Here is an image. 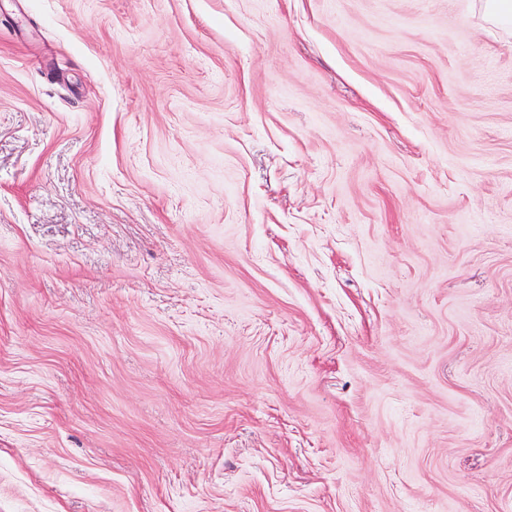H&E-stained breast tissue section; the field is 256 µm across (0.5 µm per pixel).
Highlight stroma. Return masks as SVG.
Here are the masks:
<instances>
[{
    "label": "stroma",
    "mask_w": 512,
    "mask_h": 512,
    "mask_svg": "<svg viewBox=\"0 0 512 512\" xmlns=\"http://www.w3.org/2000/svg\"><path fill=\"white\" fill-rule=\"evenodd\" d=\"M0 512H512L495 0H0Z\"/></svg>",
    "instance_id": "35a3bbf8"
}]
</instances>
